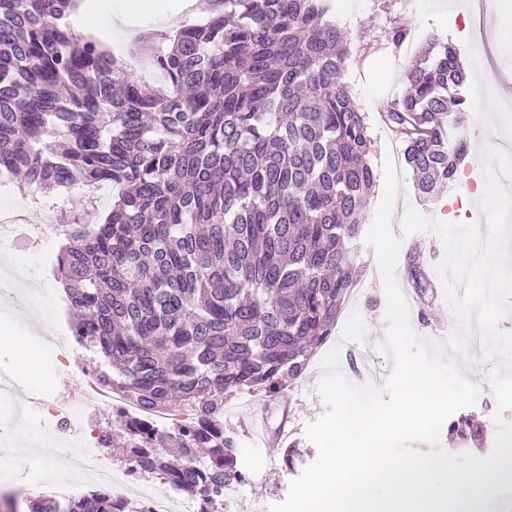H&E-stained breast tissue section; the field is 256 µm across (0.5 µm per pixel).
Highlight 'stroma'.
<instances>
[{
    "label": "stroma",
    "instance_id": "obj_1",
    "mask_svg": "<svg viewBox=\"0 0 512 512\" xmlns=\"http://www.w3.org/2000/svg\"><path fill=\"white\" fill-rule=\"evenodd\" d=\"M182 0H155L153 14L131 17L112 30H89V37L101 41L114 55H136L143 63H150L153 55L151 43L140 41L143 31L168 33L184 24L202 20L208 11L206 0H195L189 7H182ZM490 5L483 18L485 44L488 56L482 57L472 48L470 37L459 19L464 10V0H347L348 13L341 17V24L348 31L350 59L344 72L352 98L366 116L372 138L371 162L375 172H382L388 146L396 142L397 135L383 120L382 114L404 90L405 71L419 62L431 37L438 36L452 44L467 73L464 91L469 103L467 127L470 153L461 165L456 186L464 191L463 207L448 205L438 208L436 200H425L416 194L413 174L407 164H399L397 171L404 189L398 195L395 216H402L407 206H414L429 217L445 213L449 222L485 227L486 220L480 204L474 203L472 194L477 186L485 184L483 150L491 146L512 154V114L506 107L503 92L512 85V41L500 39V15L512 12V0H489ZM400 25L418 37V49L406 54L394 45L387 33L393 25ZM94 189L83 182H76L69 190H40L6 181L0 188V204L22 211L26 223L39 224L43 215L33 207L32 198L41 203H54L59 219L82 215L90 224L102 222L111 201L104 198L94 201ZM63 240L48 235L46 240L30 242L24 252L13 254V261L23 265L29 280L36 282V296L19 294L0 298V330L10 329L27 336L32 349H39L34 325L36 312L55 315L64 326H71L70 311L59 308L62 297L59 281L46 275L43 255L58 251ZM362 268L359 284L363 291L355 301L346 303L345 312H358L366 324L364 342L353 343L352 352L340 355L339 368L349 381H356V370L361 367L360 357L374 353L384 370H391L387 356L378 355L377 347L386 336L387 323L384 313L386 298L380 276L377 256L370 244H362ZM455 316L446 299L444 289L425 295L421 304L410 315L413 330L421 338L436 342L444 341L448 326ZM90 352L75 350L69 365L43 361L38 375L32 376L14 371L13 377L21 392L12 399L0 401V427L14 423L15 405H24L26 420L23 429L27 443L14 447L19 459L39 456L41 449L59 454L61 458L75 460L89 452L85 438L72 436L67 442L45 436L39 426L44 412L43 399L69 391L75 386L77 365L89 362ZM461 374L479 389L475 405L468 407L486 426L484 452H491L498 425L512 426V408L498 409L491 384L489 367L479 356L460 363ZM322 370L319 363H312L304 377L286 387L280 394L263 391H241L224 396V430L234 435L240 455V463L246 474L243 484L237 486L230 498L231 512H267L269 505L281 502L288 494L294 478L285 466L288 449H295L306 461L317 456L316 447L304 434L308 423L321 416L326 405L316 391ZM263 412L266 417L267 439L258 441L253 435L250 422L252 412Z\"/></svg>",
    "mask_w": 512,
    "mask_h": 512
}]
</instances>
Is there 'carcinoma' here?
I'll list each match as a JSON object with an SVG mask.
<instances>
[{"label": "carcinoma", "mask_w": 512, "mask_h": 512, "mask_svg": "<svg viewBox=\"0 0 512 512\" xmlns=\"http://www.w3.org/2000/svg\"><path fill=\"white\" fill-rule=\"evenodd\" d=\"M78 0H0V173L112 189L99 224L71 218L57 257L72 331L147 411L196 421L117 424L127 461L219 512L245 481L224 434V394L276 392L305 375L356 285L376 175L366 116L343 81L334 0H209L174 36L150 32L173 90L129 77L70 20ZM385 112L423 198L469 151L466 75L434 38ZM415 288L432 284L414 257ZM479 446L484 424H448ZM28 512H143L93 492Z\"/></svg>", "instance_id": "1"}]
</instances>
